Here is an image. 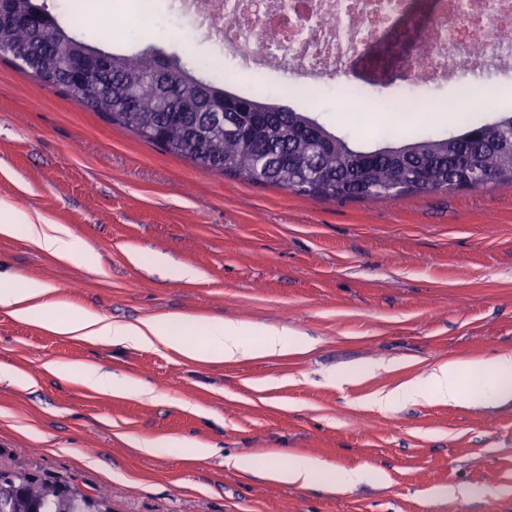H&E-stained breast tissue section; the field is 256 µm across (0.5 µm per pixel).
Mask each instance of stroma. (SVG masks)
Returning a JSON list of instances; mask_svg holds the SVG:
<instances>
[{"mask_svg": "<svg viewBox=\"0 0 512 512\" xmlns=\"http://www.w3.org/2000/svg\"><path fill=\"white\" fill-rule=\"evenodd\" d=\"M59 23L109 52L153 47L203 79L218 47L190 21L128 12L104 33L47 0ZM241 88L310 112L364 149L458 132L477 112L512 110V73L482 105L450 84L421 87L429 120L378 112L357 126L340 91L355 65L310 92L228 57ZM0 205L65 226L96 255L62 261L0 235V273L52 286L60 302L115 323L162 315L285 327L305 350L252 361L184 359L167 349L88 342L0 309V469L106 490L112 512H512V401L378 408L374 399L436 365L512 351V185L433 191L380 203L322 200L198 169L110 124L0 54ZM197 271L175 280L165 265ZM57 363L97 364L152 386L153 401L59 378ZM359 371L352 384L339 373ZM186 436L206 459L140 453L131 437ZM336 472L372 467L346 490L285 485L233 468L288 456ZM452 485L468 497L449 498Z\"/></svg>", "mask_w": 512, "mask_h": 512, "instance_id": "stroma-1", "label": "stroma"}]
</instances>
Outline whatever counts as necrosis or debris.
<instances>
[{
    "label": "necrosis or debris",
    "mask_w": 512,
    "mask_h": 512,
    "mask_svg": "<svg viewBox=\"0 0 512 512\" xmlns=\"http://www.w3.org/2000/svg\"><path fill=\"white\" fill-rule=\"evenodd\" d=\"M226 55L259 69H296L317 86L411 14L414 0H180ZM416 46L382 79L464 83L512 66V0H435Z\"/></svg>",
    "instance_id": "1"
}]
</instances>
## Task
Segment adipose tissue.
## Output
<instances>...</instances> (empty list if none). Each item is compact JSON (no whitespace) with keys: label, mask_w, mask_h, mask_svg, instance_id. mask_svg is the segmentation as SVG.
Returning <instances> with one entry per match:
<instances>
[{"label":"adipose tissue","mask_w":512,"mask_h":512,"mask_svg":"<svg viewBox=\"0 0 512 512\" xmlns=\"http://www.w3.org/2000/svg\"><path fill=\"white\" fill-rule=\"evenodd\" d=\"M1 235H20L41 250L62 260L81 257L88 267H95L93 252L71 237L67 229L58 224H37L24 215H1ZM0 308L8 310L15 318L27 321L35 315H43L44 326L50 331L67 334L90 342H109L128 347H154L172 350L182 357L195 361L202 355H210L217 361L249 359L285 353L303 348V337L288 329L263 324L251 326L225 320L197 319L185 323L162 316L136 323L115 324L100 313L79 306L62 307L53 296L52 287L23 277H0ZM203 336L205 349H198L182 339L183 331ZM468 370L476 378H489L492 397L512 400V353L503 352L459 365L442 363L434 367L427 380L408 381L396 388L380 393L379 406L392 409L402 404L422 400L459 402L462 393L458 385L461 370ZM55 373L74 380L98 392L114 395H133L147 400L154 399L153 388L148 384L128 378H120L111 371L95 364L55 366ZM238 470L263 475L281 483L306 487L314 483L349 487L368 477V470H355L342 474L319 460L294 456L287 465L256 468L249 458L235 461Z\"/></svg>","instance_id":"ef3b65f1"}]
</instances>
